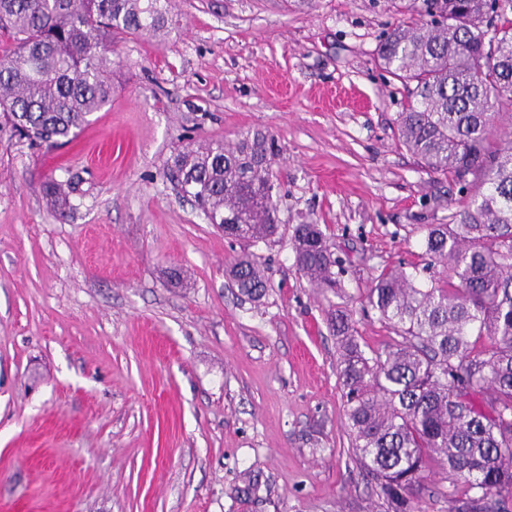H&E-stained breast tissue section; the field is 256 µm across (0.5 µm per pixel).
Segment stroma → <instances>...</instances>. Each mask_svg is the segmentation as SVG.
Wrapping results in <instances>:
<instances>
[{
    "label": "stroma",
    "instance_id": "stroma-1",
    "mask_svg": "<svg viewBox=\"0 0 512 512\" xmlns=\"http://www.w3.org/2000/svg\"><path fill=\"white\" fill-rule=\"evenodd\" d=\"M172 3L165 40L115 35V92L72 141L0 117V512H389L351 448L328 317L352 312L367 351L395 339L373 279L467 204L397 142L407 90L376 51L399 0ZM247 131L278 148L272 243L226 238L164 175L175 149ZM311 222L338 288L295 266ZM242 254L262 297L227 275Z\"/></svg>",
    "mask_w": 512,
    "mask_h": 512
}]
</instances>
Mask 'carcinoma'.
<instances>
[{"label":"carcinoma","instance_id":"cac0c4a2","mask_svg":"<svg viewBox=\"0 0 512 512\" xmlns=\"http://www.w3.org/2000/svg\"><path fill=\"white\" fill-rule=\"evenodd\" d=\"M172 0H0V112L31 143L72 139L112 99L114 33L168 34ZM377 59L409 90L397 140L469 197L449 224H428L424 264L384 269L369 304L399 339L366 353L352 314L330 327L340 350L344 419L356 462L393 512H416L431 463L448 470L452 512H508L512 501V0H405ZM274 142L244 134L174 155L167 176L224 235L280 234ZM54 209L62 184L46 186ZM295 265L315 288L339 284L317 224H299ZM227 274L249 297L267 281L247 256Z\"/></svg>","mask_w":512,"mask_h":512}]
</instances>
